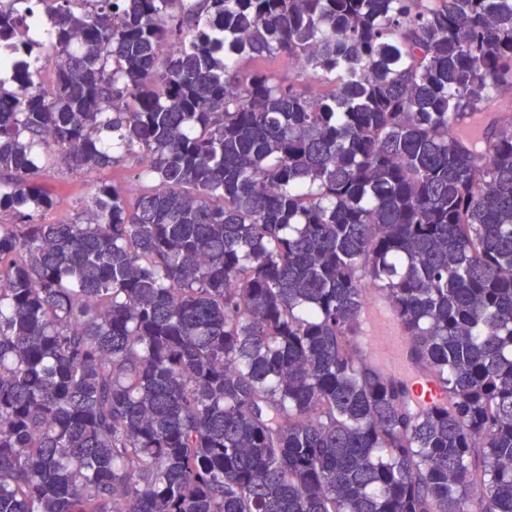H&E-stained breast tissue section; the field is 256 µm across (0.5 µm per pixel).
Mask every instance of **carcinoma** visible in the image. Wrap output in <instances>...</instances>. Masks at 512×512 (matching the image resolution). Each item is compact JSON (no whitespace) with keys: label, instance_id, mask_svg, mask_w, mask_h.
I'll return each mask as SVG.
<instances>
[{"label":"carcinoma","instance_id":"cac0c4a2","mask_svg":"<svg viewBox=\"0 0 512 512\" xmlns=\"http://www.w3.org/2000/svg\"><path fill=\"white\" fill-rule=\"evenodd\" d=\"M12 2L0 512H512V0ZM127 158L42 222L41 170ZM384 303H378L373 310H381L383 322L376 333L377 336L366 338L364 345L371 352H378L385 362H382L390 372L401 375L402 367L407 365L406 350L408 338L395 316L385 310Z\"/></svg>","mask_w":512,"mask_h":512}]
</instances>
